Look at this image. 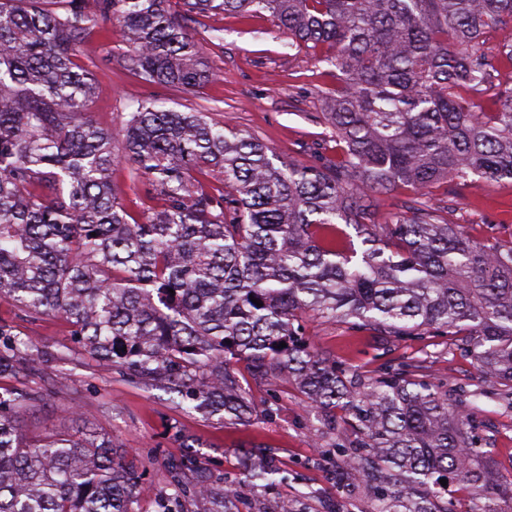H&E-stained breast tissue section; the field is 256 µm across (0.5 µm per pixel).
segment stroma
I'll list each match as a JSON object with an SVG mask.
<instances>
[{"label": "stroma", "instance_id": "stroma-1", "mask_svg": "<svg viewBox=\"0 0 512 512\" xmlns=\"http://www.w3.org/2000/svg\"><path fill=\"white\" fill-rule=\"evenodd\" d=\"M189 31L202 42L204 57L215 80L190 92L143 80L126 67L127 47L121 26L99 20L96 33L80 48V61L92 71L96 94L91 105L94 120L119 130L140 101L161 99L179 111L210 108L227 128L253 135L285 163L315 166L329 157L323 141L331 131L323 118L324 94L336 81L328 74L321 49L290 47L268 15L243 18L235 14L188 22ZM127 211L144 220L159 202L133 177V164L121 160L112 171ZM435 198H450L452 223L462 225L471 238L512 241V181L474 179L445 183L434 189ZM0 321L13 327L22 340L44 353L37 371L25 378L0 379V391L34 388L41 399L21 414V435L34 441L56 432H97L124 449L145 493L142 512H157L158 501L170 495V462L192 440L207 469L223 475L225 483L239 486L261 512H318L320 505L336 503L339 512H368L365 494L338 497L329 465L319 446L330 435L345 439L349 431L337 423L328 431L320 414L305 403L285 381L251 384L255 403L268 405L267 417L237 424L178 407L177 395L151 388L122 376L112 366L80 355L56 361L52 352L70 345V327L61 318L31 319L10 301L0 300ZM305 334L312 347L335 358L338 365L368 377L387 364L432 362L437 375L447 378L449 398L473 394L478 411L474 434L498 471L512 472V411L484 381L475 361L446 336H415L400 340L355 331L340 323L304 316ZM243 446L273 449L282 479L268 487L250 482L240 468L237 450Z\"/></svg>", "mask_w": 512, "mask_h": 512}]
</instances>
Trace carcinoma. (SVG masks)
<instances>
[{"instance_id":"cac0c4a2","label":"carcinoma","mask_w":512,"mask_h":512,"mask_svg":"<svg viewBox=\"0 0 512 512\" xmlns=\"http://www.w3.org/2000/svg\"><path fill=\"white\" fill-rule=\"evenodd\" d=\"M43 3L0 0V300L65 319L87 358L224 420L268 414L237 362L255 381L288 376L329 430L342 412L351 437L321 456L339 496L367 491L368 512H457L442 479L466 492L464 512H512V473L477 448L465 406L448 404L430 366L388 365L366 381L298 326L312 313L393 338L458 336L512 409V243L469 239L442 216L451 200L432 198L448 181L512 180V87L493 84L481 44L487 28L512 27V0H182L190 16L267 12L293 44L327 47L336 157L278 166L206 109L140 103L121 138L160 201L141 223L112 183L116 135L89 112L94 80L78 46L105 15L146 80L188 91L214 73L168 0H98L94 12L86 0ZM486 92L498 111H483ZM215 173L218 187L204 180ZM398 186L416 195L408 214L373 223L368 194ZM39 363L0 321V377ZM39 400L0 393V512H138L137 476L112 440L19 438L17 416ZM241 461L254 480L278 473L265 448ZM169 474L159 512L189 488L214 512H255L193 451Z\"/></svg>"}]
</instances>
